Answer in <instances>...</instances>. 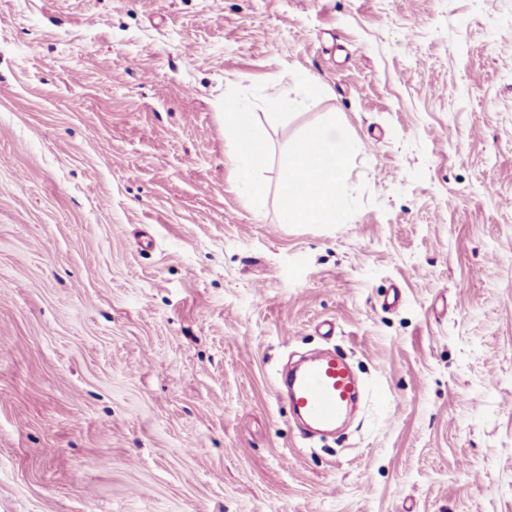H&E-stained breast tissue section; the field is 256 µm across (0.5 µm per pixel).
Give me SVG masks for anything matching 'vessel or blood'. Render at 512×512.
I'll list each match as a JSON object with an SVG mask.
<instances>
[{
    "mask_svg": "<svg viewBox=\"0 0 512 512\" xmlns=\"http://www.w3.org/2000/svg\"><path fill=\"white\" fill-rule=\"evenodd\" d=\"M284 384L292 412L320 431L334 429L358 392L345 357L329 350L310 356Z\"/></svg>",
    "mask_w": 512,
    "mask_h": 512,
    "instance_id": "1",
    "label": "vessel or blood"
}]
</instances>
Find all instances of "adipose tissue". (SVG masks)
Segmentation results:
<instances>
[{
    "label": "adipose tissue",
    "mask_w": 512,
    "mask_h": 512,
    "mask_svg": "<svg viewBox=\"0 0 512 512\" xmlns=\"http://www.w3.org/2000/svg\"><path fill=\"white\" fill-rule=\"evenodd\" d=\"M246 112L224 115V131L233 147L243 177H251L263 164L267 143L255 129L244 128ZM336 119L309 132L296 142L283 171L280 189L285 200L281 221L285 224H334L343 212L342 171L354 150L346 138L337 136Z\"/></svg>",
    "instance_id": "adipose-tissue-1"
}]
</instances>
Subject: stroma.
I'll return each instance as SVG.
<instances>
[{
    "label": "stroma",
    "mask_w": 512,
    "mask_h": 512,
    "mask_svg": "<svg viewBox=\"0 0 512 512\" xmlns=\"http://www.w3.org/2000/svg\"><path fill=\"white\" fill-rule=\"evenodd\" d=\"M327 341L386 399L309 448ZM0 512H512V0H0ZM244 121L248 124L246 132L243 129ZM224 131L228 143L233 147V154L239 170L245 179H249L266 159L267 143L265 139L255 131L248 112H225ZM245 135L252 143L251 148H247L243 144ZM338 119L332 115L324 128L314 129L296 142L281 181L285 200L281 215L283 224H336L342 216L344 193L342 170L353 144L346 138L336 139ZM314 144L317 149L307 152Z\"/></svg>",
    "instance_id": "35a3bbf8"
}]
</instances>
